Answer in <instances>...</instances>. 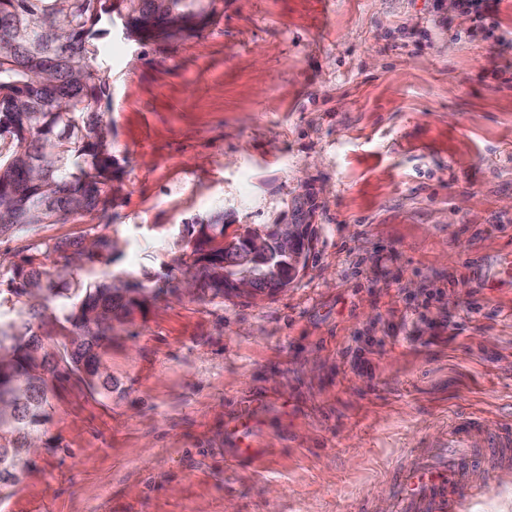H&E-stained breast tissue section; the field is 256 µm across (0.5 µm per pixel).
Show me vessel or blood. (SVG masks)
I'll return each mask as SVG.
<instances>
[{"label":"vessel or blood","mask_w":512,"mask_h":512,"mask_svg":"<svg viewBox=\"0 0 512 512\" xmlns=\"http://www.w3.org/2000/svg\"><path fill=\"white\" fill-rule=\"evenodd\" d=\"M483 432V423L476 417H455L448 423V446L451 453L445 462L448 480L444 486L421 488L422 469H414L406 476V482L416 487L414 496L408 497V512H456L459 502L472 496L475 485L471 484V474L481 469L483 448L476 446L475 439ZM492 446L495 457L492 469L507 470L512 468V426H503L493 438Z\"/></svg>","instance_id":"b4317fda"}]
</instances>
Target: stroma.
Segmentation results:
<instances>
[{
    "mask_svg": "<svg viewBox=\"0 0 512 512\" xmlns=\"http://www.w3.org/2000/svg\"><path fill=\"white\" fill-rule=\"evenodd\" d=\"M195 36L97 58L112 203L0 237V287L41 246L107 235L114 275L182 279L181 239L285 222L320 191L308 265L257 298L184 292L115 333L103 397L61 378L0 512H399L450 415L512 422V0H222ZM460 512H512V473ZM497 0H459L458 7L466 13L474 15L475 21L478 23V27L482 31H488L491 34L490 27L492 23H488V20L492 19V12L494 3Z\"/></svg>",
    "mask_w": 512,
    "mask_h": 512,
    "instance_id": "stroma-1",
    "label": "stroma"
}]
</instances>
